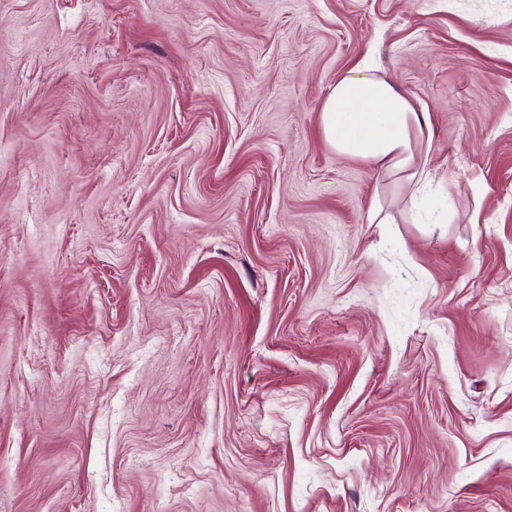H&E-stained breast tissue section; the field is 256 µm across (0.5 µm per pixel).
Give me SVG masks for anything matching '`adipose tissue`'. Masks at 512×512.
I'll use <instances>...</instances> for the list:
<instances>
[{"instance_id": "ef3b65f1", "label": "adipose tissue", "mask_w": 512, "mask_h": 512, "mask_svg": "<svg viewBox=\"0 0 512 512\" xmlns=\"http://www.w3.org/2000/svg\"><path fill=\"white\" fill-rule=\"evenodd\" d=\"M320 124L336 153L378 167L402 187L425 182L434 135L430 114L391 79L349 70L327 94Z\"/></svg>"}]
</instances>
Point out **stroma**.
I'll use <instances>...</instances> for the list:
<instances>
[{
	"instance_id": "35a3bbf8",
	"label": "stroma",
	"mask_w": 512,
	"mask_h": 512,
	"mask_svg": "<svg viewBox=\"0 0 512 512\" xmlns=\"http://www.w3.org/2000/svg\"><path fill=\"white\" fill-rule=\"evenodd\" d=\"M0 512H512V0H0ZM323 136L336 153L378 167L401 187L424 184L434 131L391 79L351 69L330 88L321 109Z\"/></svg>"
}]
</instances>
